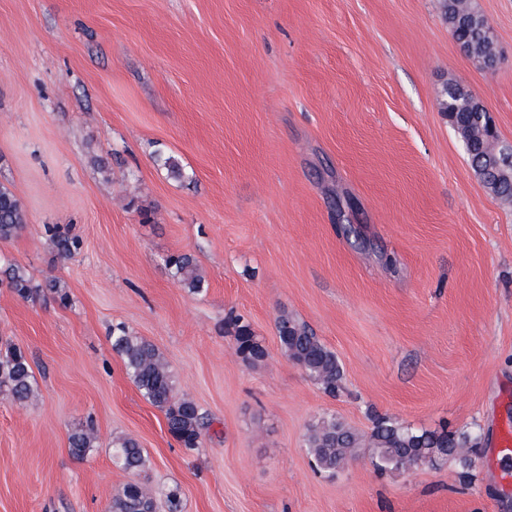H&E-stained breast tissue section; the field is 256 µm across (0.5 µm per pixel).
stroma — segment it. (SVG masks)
I'll return each instance as SVG.
<instances>
[{
  "mask_svg": "<svg viewBox=\"0 0 512 512\" xmlns=\"http://www.w3.org/2000/svg\"><path fill=\"white\" fill-rule=\"evenodd\" d=\"M470 6L494 72L459 50L442 0H0V184L28 216L0 259L41 287L0 288V353L21 347L34 377L26 403L0 390V512H107L129 479L118 434L147 451L154 492L180 486L183 512H512V460L493 458L512 428V203L439 105L465 88L512 142V0ZM47 224L73 225L81 253L58 260ZM180 251L203 292L171 277ZM232 313L259 364L237 354ZM283 313L336 353L339 395L282 354ZM117 322L200 407V447L128 376ZM375 413L477 429L483 446L466 470L382 474L362 448L336 476L312 471L311 425L366 435ZM88 423L78 459L69 436ZM170 274L189 293H201L205 288V276L197 259L187 253L172 255L167 260ZM226 325L229 333L234 338L237 353L244 360L259 362L265 359L266 350L248 321L241 316H235L229 318ZM95 436L91 429H78L74 431L69 438V449L73 456L84 458L90 448L94 447Z\"/></svg>",
  "mask_w": 512,
  "mask_h": 512,
  "instance_id": "stroma-1",
  "label": "stroma"
}]
</instances>
